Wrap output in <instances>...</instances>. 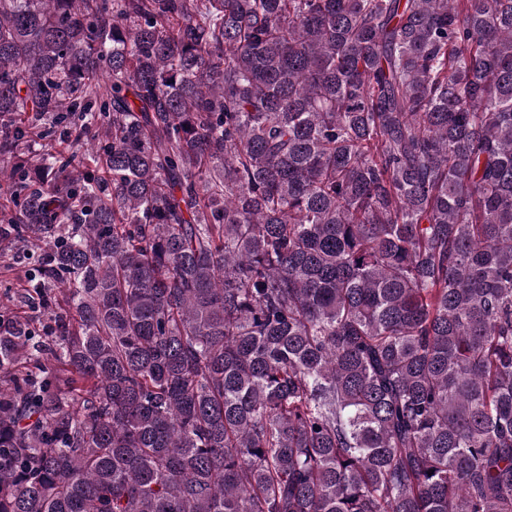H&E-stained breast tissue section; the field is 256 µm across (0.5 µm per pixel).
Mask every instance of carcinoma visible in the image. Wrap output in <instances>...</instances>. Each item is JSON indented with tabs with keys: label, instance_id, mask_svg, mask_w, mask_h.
Returning <instances> with one entry per match:
<instances>
[{
	"label": "carcinoma",
	"instance_id": "1",
	"mask_svg": "<svg viewBox=\"0 0 512 512\" xmlns=\"http://www.w3.org/2000/svg\"><path fill=\"white\" fill-rule=\"evenodd\" d=\"M27 252L0 512H512V0H0Z\"/></svg>",
	"mask_w": 512,
	"mask_h": 512
}]
</instances>
